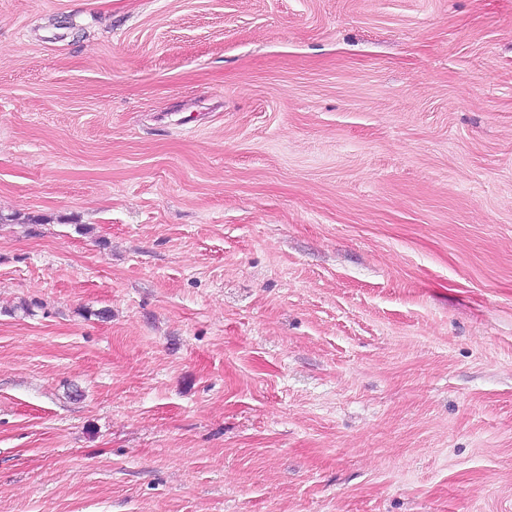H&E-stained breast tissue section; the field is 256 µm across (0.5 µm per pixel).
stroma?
<instances>
[{"mask_svg": "<svg viewBox=\"0 0 512 512\" xmlns=\"http://www.w3.org/2000/svg\"><path fill=\"white\" fill-rule=\"evenodd\" d=\"M0 512H512V0H0Z\"/></svg>", "mask_w": 512, "mask_h": 512, "instance_id": "obj_1", "label": "stroma"}]
</instances>
